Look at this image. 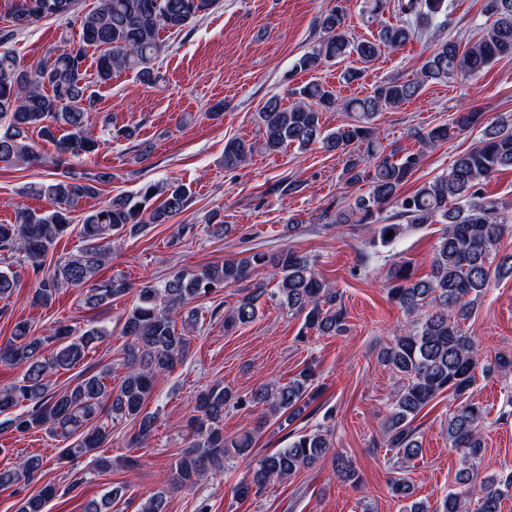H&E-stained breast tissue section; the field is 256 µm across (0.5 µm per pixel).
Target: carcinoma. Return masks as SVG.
I'll use <instances>...</instances> for the list:
<instances>
[{
    "label": "carcinoma",
    "instance_id": "1",
    "mask_svg": "<svg viewBox=\"0 0 512 512\" xmlns=\"http://www.w3.org/2000/svg\"><path fill=\"white\" fill-rule=\"evenodd\" d=\"M217 0H95L81 17L79 38L64 42L52 62L37 68L21 65L10 49L0 50V162L21 165L38 160L25 142L31 128L54 144L62 156L80 157L95 151L97 141L86 132L85 115L95 103L92 87L109 84L123 72H134L146 85H157L164 76L155 61L167 45L161 33L180 32L202 18ZM78 0H14L9 25L0 30V47L17 33L48 17L73 15ZM396 21L383 23L374 40L356 41L344 26L341 6L320 15L317 26L322 38L295 63L301 71H312L335 60L356 55L367 64L381 48L397 51L447 14L445 0H395ZM483 12L493 19L486 33L460 44L447 40L427 57L413 79L390 78L376 84L363 97L344 102L319 83L291 90L295 103L285 107L277 96L268 98L258 112L264 128L261 148L278 153L294 145L307 149L320 144L345 156L342 178L349 186L360 183L367 190L347 208L336 212L335 224H377L376 244L390 243L388 232L441 223L431 260V273L415 278L405 263L394 264L388 273L390 301L412 317L404 333L382 348L379 358L404 379L384 423L380 444L393 452L394 468L403 469L421 446L416 440L415 418L439 395L447 393L459 405L448 411V442L461 454L464 467L456 473L434 508L413 501L409 512H501L503 501L512 495V471L480 477L485 455L481 427L485 407L469 398L475 382L477 349L461 322L485 292L492 274H512V256L491 267L490 256L497 248L509 222L503 203L484 192L483 185L496 173L512 169V124L484 133L481 140L455 158L448 172L423 183L403 196L401 188L418 168L425 151L448 142L451 132L474 127L480 114L463 109L448 122L415 137L421 150L398 159L386 154L380 143L376 115L418 96L428 83L480 73L493 62L512 56V0H484ZM99 51L93 77L86 68L89 49ZM340 107L347 119L327 129L322 114ZM364 152H359V147ZM255 144L234 138L224 146V167H240L252 157ZM112 180V173L99 171L91 177L64 171L35 188V193L53 201V210L38 213L14 203L12 224H0V251L27 266L35 288L31 299L46 306L64 286L83 288V302L90 309L107 305L130 291L122 279H99L98 272L112 255L113 237L136 236L152 224H166L185 211L192 197L182 183H146L134 194L115 198L107 206L82 217V236L89 245L45 267L50 247L72 223L74 208L98 193V185ZM394 212L387 213L388 209ZM271 266L277 277L272 293L288 310L303 316L301 334L313 331L336 336L346 331L347 312L342 294L322 279L309 256L282 251L268 256L256 252L210 264L199 271H178L160 285H144L128 311L122 329L127 338L124 363L127 372L117 387L108 385L111 370L87 375L65 392L51 389L54 374L84 361L92 345L107 336L102 326L77 330L54 325L48 336H34L26 321L15 323L11 338L0 344V360L24 367L16 381L0 387V428L25 434L43 430L68 438L82 432L81 439L61 451L59 459L90 456L95 468L106 469L108 461L96 451L110 440L112 421L130 419L138 424L137 442L151 437L157 417L143 412L156 382L170 373L188 351L189 333L197 327L193 301L217 289L237 286L242 298L227 315L233 323L247 324L257 314L261 285H248L256 271ZM20 276L11 268L0 269V299L8 300L19 286ZM315 376L306 365L286 383L273 382L255 392L252 401L265 404L258 425L288 422L308 406L307 390ZM243 403L241 396L216 383L198 393L192 404L188 444L171 463L165 487L145 499L138 512H167L170 494L192 487L224 462L237 455L246 457L252 448L253 432L224 437V411ZM334 427L318 425L310 432L289 436L288 445L257 459L248 477L236 489L246 499L260 497L271 484L283 482L300 470L326 458L333 445ZM46 462L30 455L14 466L0 468V488L29 482L42 474ZM73 489L48 482L20 500L18 512H47V504ZM119 490L89 501L84 512H111Z\"/></svg>",
    "mask_w": 512,
    "mask_h": 512
}]
</instances>
